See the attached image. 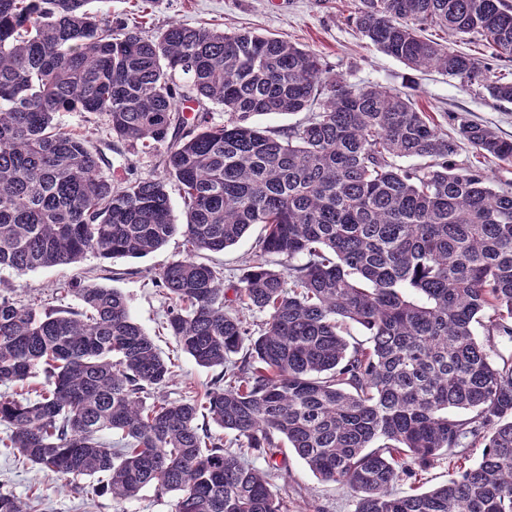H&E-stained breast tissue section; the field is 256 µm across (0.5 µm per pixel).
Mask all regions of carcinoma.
<instances>
[{"mask_svg": "<svg viewBox=\"0 0 512 512\" xmlns=\"http://www.w3.org/2000/svg\"><path fill=\"white\" fill-rule=\"evenodd\" d=\"M90 3L0 0V267L144 257L180 232L186 256L157 275L166 329L221 371L200 401L149 404L176 363L120 291L84 284L71 289L78 308L43 314L0 294V387L45 374L33 397L0 393L3 446L67 479L103 474L118 502L153 485L177 493L176 512H288L271 489L284 438L356 494L355 512H512V354L494 343L512 336V192L452 163L456 144L408 95L328 76L288 40L178 23L148 38ZM352 22L406 66L512 103V80L423 36L439 28L512 56L507 0H355ZM202 99L224 123L184 115ZM303 111L282 131L252 121ZM59 112L100 117L129 150L166 146L162 171L114 185ZM458 134L512 162V140L491 128L461 118ZM411 158L425 163L398 164ZM254 224L260 253L288 268L255 263L229 299L200 258ZM242 310L263 315L257 329ZM352 325L364 340H348ZM477 445L481 461L447 483L393 491L415 476L407 459ZM0 512L38 509L0 492Z\"/></svg>", "mask_w": 512, "mask_h": 512, "instance_id": "obj_1", "label": "carcinoma"}]
</instances>
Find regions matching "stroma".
I'll return each instance as SVG.
<instances>
[{
	"label": "stroma",
	"instance_id": "stroma-1",
	"mask_svg": "<svg viewBox=\"0 0 512 512\" xmlns=\"http://www.w3.org/2000/svg\"><path fill=\"white\" fill-rule=\"evenodd\" d=\"M92 10L139 24L146 36L157 35L174 23L206 26L219 31L249 30L274 35L314 51L326 70L344 75L356 85H379L411 95L419 109L431 113L449 138L457 139L452 157L460 167H481L496 191H512V163L482 158L466 141L457 138V118L490 126L512 139V104L496 102L483 90L429 69L416 71L386 55L365 39L350 20L354 0H93ZM59 127L87 136L103 149L106 174L114 184L140 175L160 172L162 148L134 154L109 148L110 135L101 119L86 112H60ZM261 226H252L238 244L205 261L228 281H238L247 267L262 256L257 241ZM182 236L171 237L158 250L141 258L104 260L87 254L77 264L41 268L25 273L0 268V294L43 309L77 307L69 292L73 284L94 282L119 290L127 299L133 319L152 338L163 357L175 360V379L160 394L168 400L194 399L203 395L213 376L179 349L165 324L170 301L157 286L155 276L169 263L184 257ZM481 448L453 450L434 461L417 477L397 483L396 493L425 491L448 479L451 464L471 466ZM288 474L275 480L274 491L288 499L289 512H354V494L344 486L322 481L294 454H287ZM92 482L80 478L65 481L58 474L17 462L10 449L0 447V491L23 499L40 498V512H175L177 497L155 487L143 489L131 500L118 502L95 494Z\"/></svg>",
	"mask_w": 512,
	"mask_h": 512
}]
</instances>
